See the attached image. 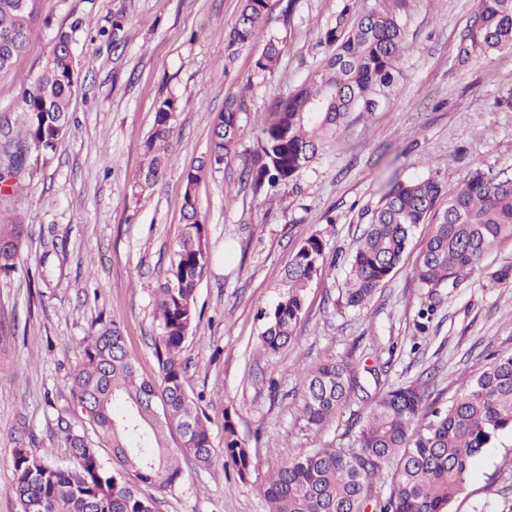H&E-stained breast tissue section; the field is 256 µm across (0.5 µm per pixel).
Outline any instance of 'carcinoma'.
I'll return each instance as SVG.
<instances>
[{
    "label": "carcinoma",
    "mask_w": 512,
    "mask_h": 512,
    "mask_svg": "<svg viewBox=\"0 0 512 512\" xmlns=\"http://www.w3.org/2000/svg\"><path fill=\"white\" fill-rule=\"evenodd\" d=\"M268 0H243L238 18L225 34L234 55L251 43L266 20ZM348 5L323 37L327 54L307 83L277 102L257 136L251 161L241 176L254 194L271 191L296 177L333 141L350 114L371 112L376 88L389 85L400 55L403 32L387 13L371 11L353 25ZM37 0H0V78L7 77L26 49L37 21ZM474 41L485 54L512 50V0H478ZM73 35L59 31L35 83L23 93L27 112L24 141L42 154L55 151L70 126L77 83ZM282 51L266 41L255 69L269 72ZM177 103L159 100L155 127L145 142L150 157L140 178L152 186L168 161ZM238 111L216 115L207 156L186 173L183 224L171 276L158 302L156 355L159 376L138 375L135 357L116 327L89 336L71 377L77 407L86 409L94 434L67 432L73 466H58L49 452L18 448L13 478L5 491L18 512H156V499L139 484L165 493L182 480L181 459L207 465L214 454L208 418L185 384L182 349L196 317L195 290L208 261L205 224L194 186L206 169H219L236 156ZM428 225L413 276L420 286H458L488 252L512 238V179L477 167L448 193L433 179L390 185L355 246L342 294L351 308L365 306L400 264L417 226ZM322 240L310 237L285 273L277 305L265 315L261 344L270 355L289 345L301 322L305 294L324 268ZM301 413L319 426L336 417L363 390L353 364L324 359L301 372ZM177 430L180 448H168ZM512 431V352L494 357L478 376L463 381L443 409L428 402L419 384L391 386L367 408L351 448H316L284 456L259 487L268 512H450L462 492L471 461ZM111 452L103 463L100 449ZM224 457L240 478L251 466L250 451L234 419L224 416ZM388 475H383L384 470Z\"/></svg>",
    "instance_id": "obj_1"
}]
</instances>
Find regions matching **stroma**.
Listing matches in <instances>:
<instances>
[{
  "instance_id": "stroma-1",
  "label": "stroma",
  "mask_w": 512,
  "mask_h": 512,
  "mask_svg": "<svg viewBox=\"0 0 512 512\" xmlns=\"http://www.w3.org/2000/svg\"><path fill=\"white\" fill-rule=\"evenodd\" d=\"M350 18L375 9L404 33L392 83L370 112H356L330 146L270 196L240 173L279 99L319 69L320 39L342 0H271L256 39L227 56L224 33L241 0H39L25 54L0 79V222L21 224L19 264L0 274V485L12 480L16 448L50 450L68 466L59 428L83 429L70 375L87 336L121 329L140 375L157 378L155 301L182 227L187 171L208 152L213 119L245 96L238 156L196 187L209 263L196 290V319L184 345L186 385L204 396L216 452L183 462L181 483L158 497V512H266L260 485L284 455L346 448L351 409L320 427L300 412V371L325 358L377 367L367 390L422 384L447 404L459 384L512 351V287L490 275L512 261V240L454 288L428 298L413 280L427 228L419 226L393 274L364 307H346L341 288L354 240L390 181L434 178L445 188L475 167L512 177V51L483 55L473 41L477 0H353ZM122 19L119 41L105 38ZM81 21L73 49L79 74L70 127L53 154L20 142L27 114L20 92L40 75L59 30ZM283 50L272 71L254 60L268 38ZM177 102L169 162L143 191L138 176L156 106ZM322 238L326 262L311 282L294 341L277 355L260 341L263 315L282 291L300 246ZM434 311L425 330L419 312ZM232 414L251 453L247 479L224 462V416ZM450 512H512V433L476 458Z\"/></svg>"
}]
</instances>
